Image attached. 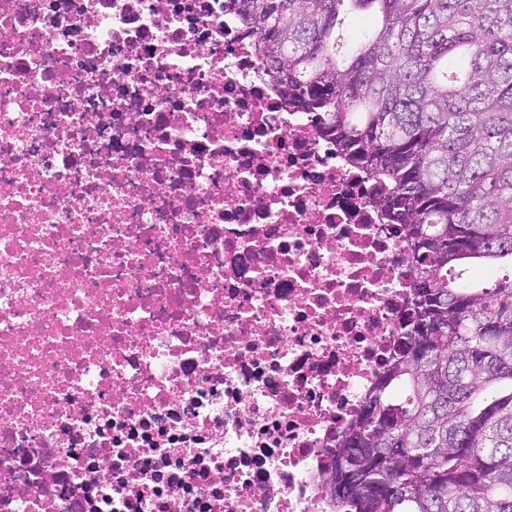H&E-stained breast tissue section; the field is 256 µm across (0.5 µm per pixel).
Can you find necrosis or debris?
Wrapping results in <instances>:
<instances>
[{
	"instance_id": "1",
	"label": "necrosis or debris",
	"mask_w": 512,
	"mask_h": 512,
	"mask_svg": "<svg viewBox=\"0 0 512 512\" xmlns=\"http://www.w3.org/2000/svg\"><path fill=\"white\" fill-rule=\"evenodd\" d=\"M225 0H0V512H326L402 225Z\"/></svg>"
}]
</instances>
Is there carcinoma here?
I'll return each mask as SVG.
<instances>
[{
  "mask_svg": "<svg viewBox=\"0 0 512 512\" xmlns=\"http://www.w3.org/2000/svg\"><path fill=\"white\" fill-rule=\"evenodd\" d=\"M286 105L367 177L415 277L328 449V512H512V0H229ZM375 27L343 50L349 16Z\"/></svg>",
  "mask_w": 512,
  "mask_h": 512,
  "instance_id": "cac0c4a2",
  "label": "carcinoma"
}]
</instances>
